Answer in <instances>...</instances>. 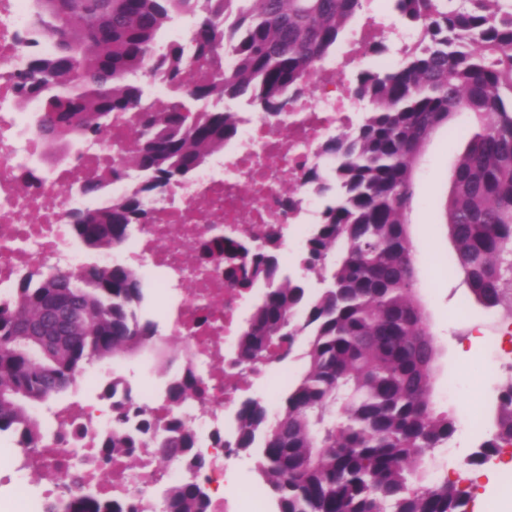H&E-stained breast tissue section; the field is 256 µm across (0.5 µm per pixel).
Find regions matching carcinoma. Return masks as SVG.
<instances>
[{
	"label": "carcinoma",
	"mask_w": 512,
	"mask_h": 512,
	"mask_svg": "<svg viewBox=\"0 0 512 512\" xmlns=\"http://www.w3.org/2000/svg\"><path fill=\"white\" fill-rule=\"evenodd\" d=\"M33 25L55 44L29 59L20 91L39 103L38 132L56 156L79 141L103 139L114 112L137 110L133 147L106 173L90 172L89 211L71 212L72 241L114 249L152 221L150 201L203 167L235 137L237 113L224 100L244 98L267 116L298 93L335 50L362 0H34ZM418 30L397 66L357 73L352 95L370 104L352 129L325 137L305 181L325 199L299 258L302 275H285L276 231L246 237L229 264L239 286H264L240 326L233 368L292 355L299 378L275 411L259 397L237 406L236 433L215 434L222 448L255 456V472L274 512H469V494L428 474L436 449L454 436V420L431 399L434 364L414 350L430 330L415 292L408 213L418 160L433 132L460 109L478 125L457 159L442 216L454 259L474 299L486 308L512 292V0H389ZM191 14L193 78L183 46L158 44L175 17ZM234 67L223 70V57ZM162 73L179 96L159 105L142 79ZM138 172L124 194L112 181ZM143 273L118 264L25 272L0 302V433L21 453L40 456L43 435L29 413L75 386L86 367L161 344L142 315ZM80 306L62 337L27 336L59 301ZM171 374L172 407L202 393L189 364ZM112 434L97 454L103 466L136 448L183 460L189 475L162 490V512H209L198 474L209 468L193 429L176 412L157 416L124 380H112ZM512 445V384L502 389L496 431L484 447ZM50 512H139L134 496L109 498L89 486L61 494Z\"/></svg>",
	"instance_id": "1"
}]
</instances>
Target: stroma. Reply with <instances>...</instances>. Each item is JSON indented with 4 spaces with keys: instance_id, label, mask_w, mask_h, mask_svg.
Listing matches in <instances>:
<instances>
[{
    "instance_id": "obj_1",
    "label": "stroma",
    "mask_w": 512,
    "mask_h": 512,
    "mask_svg": "<svg viewBox=\"0 0 512 512\" xmlns=\"http://www.w3.org/2000/svg\"><path fill=\"white\" fill-rule=\"evenodd\" d=\"M473 123L472 114L462 111L432 134L416 171L410 230L416 293L439 350L432 385L435 408L452 413L458 422L482 408L491 422L497 408L484 406L483 389L471 378L472 370L489 355L484 337L472 327L484 322L491 312L475 301L463 274L454 266L453 243L437 213L438 203L450 190L455 160L465 149ZM463 303L468 306L464 316L459 313ZM155 365V358L146 352L96 363L87 367L76 389L67 391L60 402H99L104 386L115 375L130 381L139 394L148 388L161 389L163 379ZM465 487L471 495V512H498L500 493L512 487V458L496 456L486 464L470 467Z\"/></svg>"
}]
</instances>
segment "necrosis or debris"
Returning a JSON list of instances; mask_svg holds the SVG:
<instances>
[{"instance_id":"4bbe7bcc","label":"necrosis or debris","mask_w":512,"mask_h":512,"mask_svg":"<svg viewBox=\"0 0 512 512\" xmlns=\"http://www.w3.org/2000/svg\"><path fill=\"white\" fill-rule=\"evenodd\" d=\"M31 16L32 0H0V300L8 298L28 264L65 270L79 265L69 221L77 201L69 191L88 171L111 167L117 147L128 145L134 123L133 113H113L108 140L82 142L70 162L46 161L29 116L37 103L22 100L16 88L26 60L54 50L53 43L35 37ZM409 38L388 16L365 10L342 50L307 76V91L288 97L276 118L244 119L234 148L188 185L171 186L155 204L152 223L122 244V254L155 278L160 293L193 283L192 293L165 313L171 332L187 338L191 363L206 368L223 360L251 297L234 287L223 254L197 265L187 263L185 253L217 232L235 239L238 224L251 225L259 236L275 224L283 240L303 242L317 195L302 187V173L327 135L358 120L347 74L371 43ZM286 180L300 187L291 210L284 209L279 194ZM249 379L246 373L231 381L217 374L206 377L205 395L178 408L196 433L198 452L217 462L201 476L211 495L209 512H267L265 497L253 485L228 475L223 459L229 451L213 440L215 432H234V399ZM111 432L107 407L94 403L63 407L55 421L43 423L42 453L53 466L45 471L41 490L15 482L19 512H47L53 495L74 473L105 495L136 491L146 500L154 498L160 478L175 483L185 476L182 466L158 467L145 452L136 472L127 473L116 461L109 479H102L95 453L99 440Z\"/></svg>"}]
</instances>
